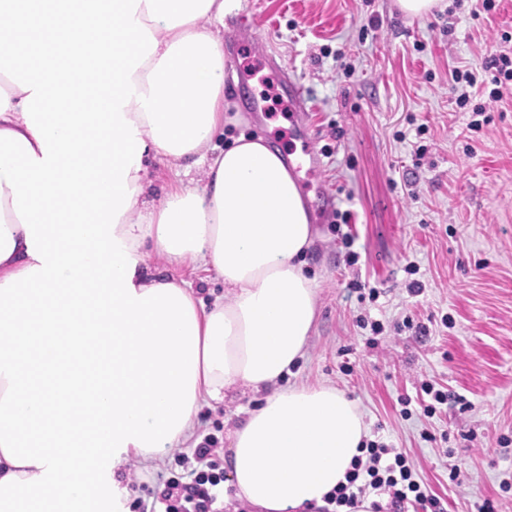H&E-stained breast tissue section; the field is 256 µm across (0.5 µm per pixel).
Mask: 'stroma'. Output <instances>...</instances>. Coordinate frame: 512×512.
I'll use <instances>...</instances> for the list:
<instances>
[{"mask_svg":"<svg viewBox=\"0 0 512 512\" xmlns=\"http://www.w3.org/2000/svg\"><path fill=\"white\" fill-rule=\"evenodd\" d=\"M495 4L475 14L441 0L434 13L408 17L396 0H237L224 18V135H257L294 155L318 231L305 267L318 284V316L280 384L346 392L369 439L406 452L444 512H479L486 501L512 512V104L476 94L457 108L448 81L456 67L491 81L484 63L502 32L512 33V0ZM289 83L302 91L300 106L285 93ZM255 98L264 112H250ZM476 105L486 122L472 131ZM419 145L424 155H415ZM346 212L349 248L336 234ZM149 261L204 300L224 291L192 265ZM411 262L424 285L418 295L408 290ZM356 279L378 297L352 292ZM362 316L385 327L375 344L356 325ZM425 381L464 395L470 408L425 416L415 401ZM249 401L239 394L202 406L178 448L138 459L135 471L119 468L130 512L185 472L182 454L203 438L228 447Z\"/></svg>","mask_w":512,"mask_h":512,"instance_id":"stroma-1","label":"stroma"}]
</instances>
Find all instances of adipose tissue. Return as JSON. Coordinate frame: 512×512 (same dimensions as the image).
Masks as SVG:
<instances>
[{
    "instance_id": "ef3b65f1",
    "label": "adipose tissue",
    "mask_w": 512,
    "mask_h": 512,
    "mask_svg": "<svg viewBox=\"0 0 512 512\" xmlns=\"http://www.w3.org/2000/svg\"><path fill=\"white\" fill-rule=\"evenodd\" d=\"M231 5L0 0V512H125V456L163 455L242 389L259 402L229 435L234 500L324 505L360 454L354 400L278 384L314 329L316 232L278 149L216 144ZM154 161L203 181L149 205ZM149 250L223 295L204 303ZM149 261L163 274L178 280L191 282L199 297H202L207 303L224 291L221 281L208 277L211 276V273L195 269L190 264L170 265L157 254H152Z\"/></svg>"
}]
</instances>
